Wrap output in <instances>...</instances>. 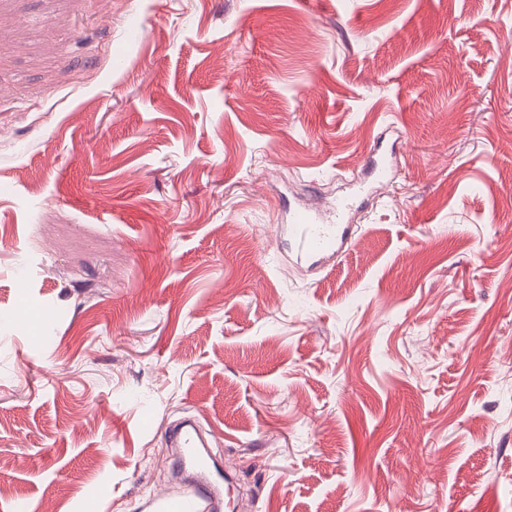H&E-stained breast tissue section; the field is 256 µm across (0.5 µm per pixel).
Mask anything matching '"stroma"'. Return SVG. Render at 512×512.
I'll list each match as a JSON object with an SVG mask.
<instances>
[{
    "label": "stroma",
    "instance_id": "1",
    "mask_svg": "<svg viewBox=\"0 0 512 512\" xmlns=\"http://www.w3.org/2000/svg\"><path fill=\"white\" fill-rule=\"evenodd\" d=\"M512 0H0V512H512ZM395 152L390 178L373 149ZM353 234L323 269L290 208ZM172 463L182 481L153 493L142 505V512H218L224 484L228 490L235 476L232 467L216 463L210 442L191 421L175 425L169 432Z\"/></svg>",
    "mask_w": 512,
    "mask_h": 512
}]
</instances>
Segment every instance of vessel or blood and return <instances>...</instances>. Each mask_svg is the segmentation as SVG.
Here are the masks:
<instances>
[{
    "label": "vessel or blood",
    "mask_w": 512,
    "mask_h": 512,
    "mask_svg": "<svg viewBox=\"0 0 512 512\" xmlns=\"http://www.w3.org/2000/svg\"><path fill=\"white\" fill-rule=\"evenodd\" d=\"M279 235L294 244L299 262L317 269L343 248L349 229L339 223H317L309 212L298 210L291 213L288 223L280 225ZM169 444L181 480L150 495L142 512H220L223 488L232 483L234 469L213 460L210 443L194 422L172 427Z\"/></svg>",
    "instance_id": "b4317fda"
}]
</instances>
